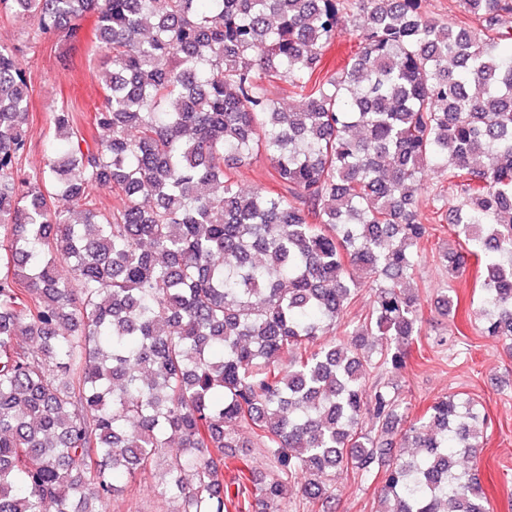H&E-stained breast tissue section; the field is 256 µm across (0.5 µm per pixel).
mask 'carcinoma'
<instances>
[{
  "label": "carcinoma",
  "instance_id": "carcinoma-1",
  "mask_svg": "<svg viewBox=\"0 0 512 512\" xmlns=\"http://www.w3.org/2000/svg\"><path fill=\"white\" fill-rule=\"evenodd\" d=\"M460 5L0 0L65 65L96 16L110 59L106 138L52 110L63 151L27 181L31 81L0 45V512H106L155 467L171 512H280L297 483L327 512L343 474L380 482L378 512H489L458 470L485 417L445 396L409 423L387 377L421 340L433 224L451 279L483 264L478 330L512 348V0ZM257 153L283 192L239 190ZM429 167L448 191L419 196ZM359 274L373 304L350 318ZM238 428L274 465L233 492ZM426 10L429 16L445 23L463 20L459 0H427ZM357 40L354 36L343 35L323 51V63L330 71L341 69L355 52Z\"/></svg>",
  "mask_w": 512,
  "mask_h": 512
}]
</instances>
